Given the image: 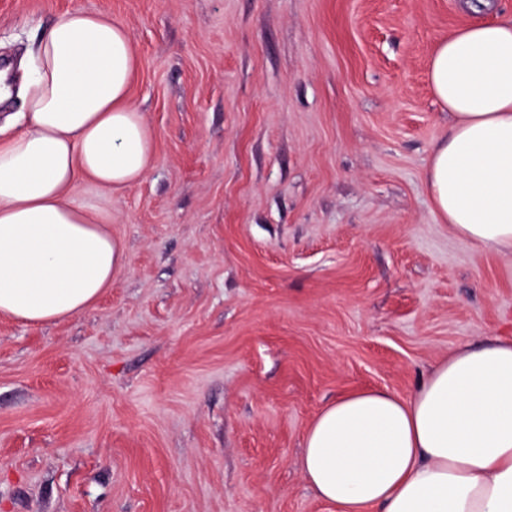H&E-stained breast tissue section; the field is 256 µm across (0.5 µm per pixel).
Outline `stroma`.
I'll return each mask as SVG.
<instances>
[{"mask_svg": "<svg viewBox=\"0 0 512 512\" xmlns=\"http://www.w3.org/2000/svg\"><path fill=\"white\" fill-rule=\"evenodd\" d=\"M73 9L126 28L155 150L77 189L125 254L98 302L0 316V512H336L298 465L323 405L512 337V256L426 184L431 53L512 0H0V60Z\"/></svg>", "mask_w": 512, "mask_h": 512, "instance_id": "1", "label": "stroma"}]
</instances>
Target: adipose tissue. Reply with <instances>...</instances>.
I'll return each instance as SVG.
<instances>
[{
	"instance_id": "adipose-tissue-1",
	"label": "adipose tissue",
	"mask_w": 512,
	"mask_h": 512,
	"mask_svg": "<svg viewBox=\"0 0 512 512\" xmlns=\"http://www.w3.org/2000/svg\"><path fill=\"white\" fill-rule=\"evenodd\" d=\"M137 65L125 27L72 10L24 62L20 128L0 139V316L29 324L91 307L124 253L112 211L79 197L128 189L154 152L128 102ZM429 81L449 130L427 188L438 218L512 255V19L467 26L434 50ZM299 467L336 512H512V339L467 341L407 396L367 389L325 404Z\"/></svg>"
}]
</instances>
